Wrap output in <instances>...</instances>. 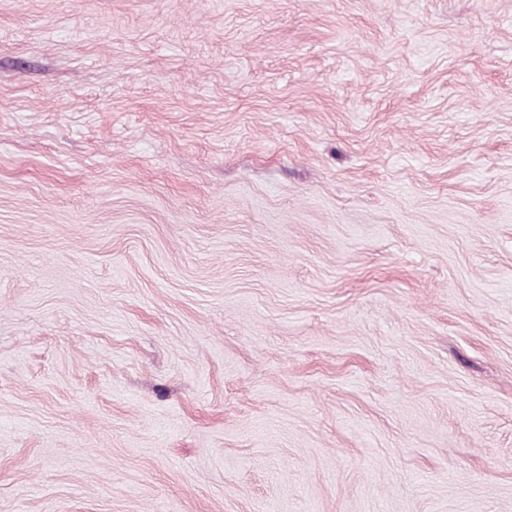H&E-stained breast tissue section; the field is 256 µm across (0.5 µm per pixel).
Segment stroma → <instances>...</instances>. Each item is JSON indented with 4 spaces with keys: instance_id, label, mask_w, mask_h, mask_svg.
Instances as JSON below:
<instances>
[{
    "instance_id": "1",
    "label": "stroma",
    "mask_w": 512,
    "mask_h": 512,
    "mask_svg": "<svg viewBox=\"0 0 512 512\" xmlns=\"http://www.w3.org/2000/svg\"><path fill=\"white\" fill-rule=\"evenodd\" d=\"M0 512H512V0H0Z\"/></svg>"
}]
</instances>
